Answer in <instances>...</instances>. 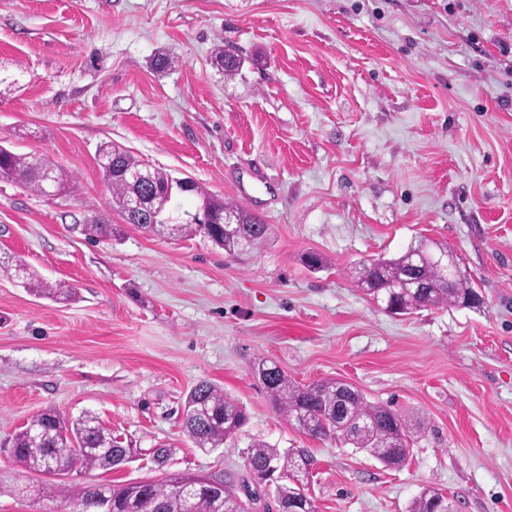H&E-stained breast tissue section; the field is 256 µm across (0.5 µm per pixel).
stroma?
I'll list each match as a JSON object with an SVG mask.
<instances>
[{"instance_id":"35a3bbf8","label":"stroma","mask_w":512,"mask_h":512,"mask_svg":"<svg viewBox=\"0 0 512 512\" xmlns=\"http://www.w3.org/2000/svg\"><path fill=\"white\" fill-rule=\"evenodd\" d=\"M244 64L234 78L216 47ZM160 53L173 63L159 72ZM110 141L271 224L228 256L126 223L98 165ZM0 147L74 178L45 196L0 178V252L77 290L59 304L0 272V512L33 496L13 435L89 412L135 462L75 483L244 475L249 444L307 449L316 512H512V0H0ZM102 218L119 236L88 239ZM430 239L481 307L396 316L358 286L364 259ZM324 266L310 269L307 254ZM300 385L337 379L415 428L405 466L287 423L258 358ZM249 420L205 452L182 427L197 382ZM173 454L158 467L150 448Z\"/></svg>"}]
</instances>
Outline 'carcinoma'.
<instances>
[{"label": "carcinoma", "instance_id": "1", "mask_svg": "<svg viewBox=\"0 0 512 512\" xmlns=\"http://www.w3.org/2000/svg\"><path fill=\"white\" fill-rule=\"evenodd\" d=\"M215 63L226 76L238 74L242 59L230 48L215 53ZM103 160L112 157L127 167H138L141 161L122 147L105 142L98 149ZM52 170L56 177V194L73 189V177L57 168L45 158H30L0 148V170L8 177L43 193L41 174ZM104 179L112 191V203L124 209L129 187L119 177L102 168ZM182 187L162 173L145 191L152 192L171 205L174 191ZM190 194L202 200L213 217L224 213L238 216V224L181 223L180 235H201L224 249L229 255L242 252L246 243L257 246L268 236L270 225L248 213L237 204L210 196L199 184H194ZM90 238H110L116 228L103 221L82 225ZM422 255L410 256L405 252L397 258H378L363 262L359 286L374 298L395 292L394 313L404 315L415 311L465 305L473 307L479 294L472 280L461 274L450 278L435 262V254L428 245L420 243ZM0 269L14 272L31 293L67 302L76 296V289L58 282L49 284L31 273L24 261L11 259ZM254 375L263 386L276 411L287 422L297 423L305 414L314 422L306 434L328 438L341 444H350L369 453L388 468H399L410 454V430L407 423L390 409L373 404L357 391L349 393L347 405L352 414L365 418L371 426L354 433L336 416V381L323 380L316 384L299 386L274 362L260 358L254 365ZM186 432L195 446L215 450L238 435L247 423V415L239 403L224 394V389L207 381H200L188 392L183 406ZM138 449L124 448L112 438V432L90 414L67 419L55 411L43 412L27 422L12 438L10 457L26 472L38 473L53 479L69 477L93 470H112L126 464L128 457L137 455ZM310 460L303 448L280 450L257 441L246 451L247 477L240 484L224 480V474H184L181 485L166 479L156 483L139 481L121 486L105 484L107 493L102 499L93 496L90 486H76L70 498L82 507L81 512H253L256 498L246 500L240 488L248 484L260 485L268 474L279 475L275 494L284 501L304 495L309 475ZM441 496L433 487L424 488L411 504L410 512H434L437 498Z\"/></svg>", "mask_w": 512, "mask_h": 512}]
</instances>
